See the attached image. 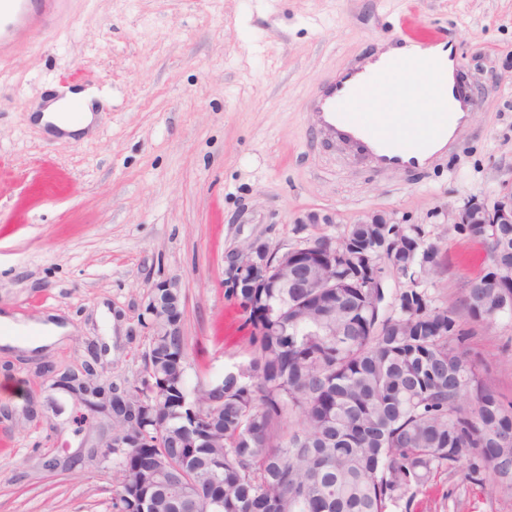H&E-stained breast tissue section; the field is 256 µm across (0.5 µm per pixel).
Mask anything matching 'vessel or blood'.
<instances>
[{
	"label": "vessel or blood",
	"mask_w": 512,
	"mask_h": 512,
	"mask_svg": "<svg viewBox=\"0 0 512 512\" xmlns=\"http://www.w3.org/2000/svg\"><path fill=\"white\" fill-rule=\"evenodd\" d=\"M55 0H0V53L19 36L35 26L47 23ZM406 44L413 46L412 56L381 62L373 73L353 70L324 85L320 98L310 108L319 123L335 135L363 145L372 160L383 167L407 170L423 167L442 143L453 141L465 119L472 99L467 87L449 78L448 62L430 59L426 51L437 38L406 33ZM385 82V91L393 103L388 112L359 114L350 108L353 97L372 91L377 82ZM433 83L438 88L436 111L431 119L410 112L406 106L408 88ZM416 128L412 141H403V126Z\"/></svg>",
	"instance_id": "vessel-or-blood-1"
}]
</instances>
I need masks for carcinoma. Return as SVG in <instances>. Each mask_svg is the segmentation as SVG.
<instances>
[{
  "mask_svg": "<svg viewBox=\"0 0 512 512\" xmlns=\"http://www.w3.org/2000/svg\"><path fill=\"white\" fill-rule=\"evenodd\" d=\"M489 240L490 263L466 289L469 318L492 323L512 315V225L458 226ZM397 224H353L347 246L390 261L408 287L387 310L385 290L336 259V287L309 288L310 269L292 265L276 281L279 249L261 241L265 266L227 295L243 311L248 361L199 389L224 394L213 416L193 419L186 389L187 344L165 336L158 353L169 382L151 427L122 407L133 442L114 448L113 512H387L411 486L464 456L479 458L512 495L499 472L512 469V402L500 399L463 343L454 307L431 305L422 274L439 250L420 234L415 253L398 249ZM165 461L147 495L133 490L127 458Z\"/></svg>",
  "mask_w": 512,
  "mask_h": 512,
  "instance_id": "obj_1",
  "label": "carcinoma"
}]
</instances>
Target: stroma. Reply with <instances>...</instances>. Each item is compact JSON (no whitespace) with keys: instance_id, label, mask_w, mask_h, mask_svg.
Masks as SVG:
<instances>
[{"instance_id":"stroma-1","label":"stroma","mask_w":512,"mask_h":512,"mask_svg":"<svg viewBox=\"0 0 512 512\" xmlns=\"http://www.w3.org/2000/svg\"><path fill=\"white\" fill-rule=\"evenodd\" d=\"M405 26L452 46L473 107L429 165L380 170L309 104ZM77 88L98 95L93 134L61 142L31 122L36 100ZM511 189L512 0H57L48 30L0 58V312L70 326L47 348H0V512H112L115 427L69 396L55 418L45 403L88 365L100 384L140 385L152 282L181 289L193 389L247 358L228 251L338 239L381 213L438 246L421 286L459 308L488 253L457 214ZM463 327L512 400V316ZM493 483L466 457L389 512H512Z\"/></svg>"}]
</instances>
